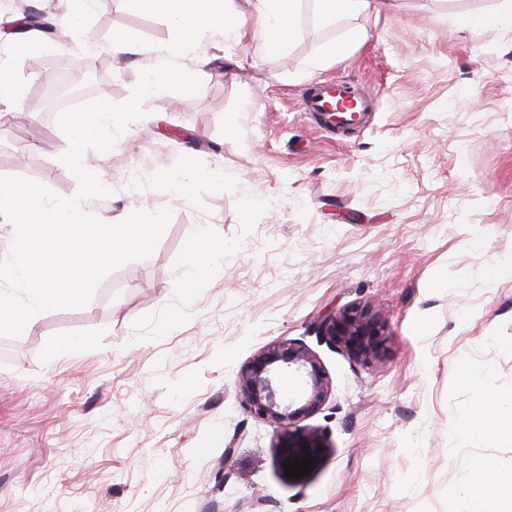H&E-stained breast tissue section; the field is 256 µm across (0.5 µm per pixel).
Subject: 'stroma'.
<instances>
[{"label":"stroma","mask_w":512,"mask_h":512,"mask_svg":"<svg viewBox=\"0 0 512 512\" xmlns=\"http://www.w3.org/2000/svg\"><path fill=\"white\" fill-rule=\"evenodd\" d=\"M498 2L396 0L332 22L302 0L294 36L266 55L256 0H237L241 39L183 61L201 91L156 93L112 150L86 152L112 185L86 212L113 222L167 205L173 216L152 256L107 275L86 306L0 336V512H452L463 471L512 467V440L480 444L459 427L475 398L459 365L512 395V274L493 272L512 254V24L459 23ZM112 3L83 25L99 33L110 99L122 103L146 60L113 55L112 33L156 44L174 31ZM351 26L366 40L310 69ZM85 54L74 39L22 62L23 105L45 61ZM336 78L380 102L340 141L300 110L305 88ZM45 127L24 176L74 196L59 160L68 139L55 117ZM187 156L229 180L190 201L137 187V169L162 174ZM202 228L224 254L188 295L183 266ZM348 305L386 322L373 364L318 334L323 315ZM174 306L182 320L157 334ZM60 336L96 344L48 362ZM283 340L311 349L331 387L302 422L329 447L301 479L280 469L274 427L234 387L245 363Z\"/></svg>","instance_id":"stroma-1"}]
</instances>
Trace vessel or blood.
Listing matches in <instances>:
<instances>
[{"label":"vessel or blood","mask_w":512,"mask_h":512,"mask_svg":"<svg viewBox=\"0 0 512 512\" xmlns=\"http://www.w3.org/2000/svg\"><path fill=\"white\" fill-rule=\"evenodd\" d=\"M378 100L358 93L348 82L331 80L307 87L301 95V109L316 124L348 129L359 125L366 113L376 111Z\"/></svg>","instance_id":"1"}]
</instances>
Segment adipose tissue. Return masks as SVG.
<instances>
[{"label":"adipose tissue","instance_id":"1","mask_svg":"<svg viewBox=\"0 0 512 512\" xmlns=\"http://www.w3.org/2000/svg\"><path fill=\"white\" fill-rule=\"evenodd\" d=\"M261 49L273 53L284 48L295 33L297 7L300 0H260ZM49 43L37 29L15 30L0 35V102L19 105L23 90L15 77L18 61L41 56ZM222 168L206 171L193 165L180 166L174 174L151 176L150 185L159 189H173L184 198H192L200 182L224 184ZM224 252L223 243L207 235H199L189 248L182 274L185 293L205 288L211 274L213 260ZM462 378L476 389L475 401L461 420L462 428L476 441L484 443L498 437H512V413L501 410V401L495 395L488 377L459 368ZM456 512H512V469L503 470L489 462H478L459 479Z\"/></svg>","mask_w":512,"mask_h":512}]
</instances>
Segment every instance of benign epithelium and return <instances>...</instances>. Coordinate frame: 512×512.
<instances>
[{"instance_id": "benign-epithelium-1", "label": "benign epithelium", "mask_w": 512, "mask_h": 512, "mask_svg": "<svg viewBox=\"0 0 512 512\" xmlns=\"http://www.w3.org/2000/svg\"><path fill=\"white\" fill-rule=\"evenodd\" d=\"M319 335L346 352L353 360L369 364L379 358L384 341L385 322L381 315L366 306L342 307L323 317ZM303 374L305 393L301 404H284L278 398L273 374L283 367ZM239 398L258 418L276 428L278 462L304 459L309 453L313 462L320 460L319 448H326L323 435L299 426V422L318 410L330 394V383L318 356L301 343L283 341L270 344L243 365L235 381ZM309 451H304V446Z\"/></svg>"}]
</instances>
